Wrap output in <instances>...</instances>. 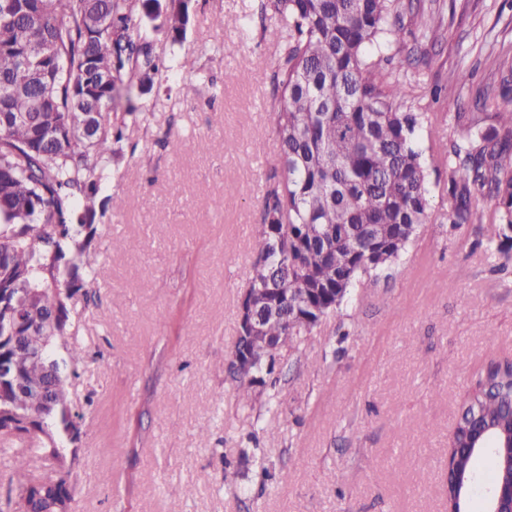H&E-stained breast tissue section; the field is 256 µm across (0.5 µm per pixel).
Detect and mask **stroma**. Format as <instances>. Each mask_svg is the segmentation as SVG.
<instances>
[{
    "mask_svg": "<svg viewBox=\"0 0 512 512\" xmlns=\"http://www.w3.org/2000/svg\"><path fill=\"white\" fill-rule=\"evenodd\" d=\"M258 4L191 0L183 42L155 36L170 69L132 99L131 147L99 192L126 207L99 219L98 288L71 337L86 357L66 383L85 412L80 442L65 449L77 457L71 512H446L461 407L490 363L512 362V258L480 244L492 200L473 223H449L447 161L429 177L435 223L363 279L312 343L283 351L276 389L255 387L248 406L237 399L228 364L239 300L280 170V45L264 38ZM401 20L392 75L430 117L422 149L447 140L455 113L512 102L504 0H411ZM452 71L470 78L449 83ZM187 78L218 89L185 100ZM228 140L236 154H225Z\"/></svg>",
    "mask_w": 512,
    "mask_h": 512,
    "instance_id": "1",
    "label": "stroma"
}]
</instances>
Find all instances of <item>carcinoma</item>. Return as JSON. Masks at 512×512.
<instances>
[{"mask_svg":"<svg viewBox=\"0 0 512 512\" xmlns=\"http://www.w3.org/2000/svg\"><path fill=\"white\" fill-rule=\"evenodd\" d=\"M190 0H0V361L27 385L20 419L14 386L0 383V452L18 473L29 458L53 475L7 495L0 512H69L72 463L60 451L84 413L68 399L81 348L69 345L79 302L91 301L98 217L119 196L98 198L127 140L121 100L148 93L168 71L150 31L183 40ZM263 32L281 44L273 85L283 179L267 192L255 241L257 315L270 336L252 347L254 367L228 372L247 405L282 351L314 327L364 277L399 260L421 226L434 223L429 169L448 157V221L470 224L490 198L487 248L512 249V105L490 115L458 112L457 137L432 153L419 146L429 117L371 51L400 38L397 0H262ZM31 293L14 309V290ZM286 288L277 310L263 305ZM39 345L37 361L30 347ZM487 456V481L512 484V362L491 365L469 393L448 443V512H471L472 462Z\"/></svg>","mask_w":512,"mask_h":512,"instance_id":"cac0c4a2","label":"carcinoma"}]
</instances>
